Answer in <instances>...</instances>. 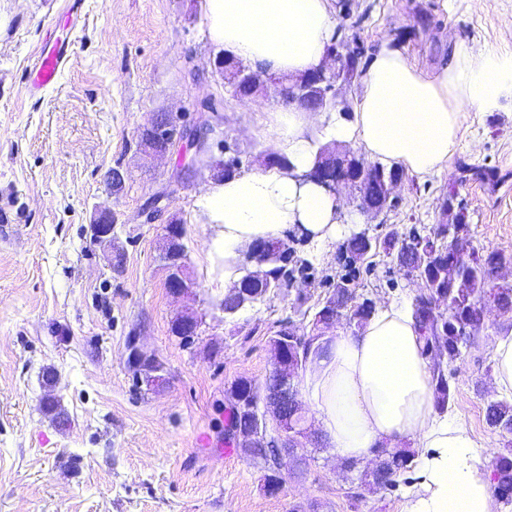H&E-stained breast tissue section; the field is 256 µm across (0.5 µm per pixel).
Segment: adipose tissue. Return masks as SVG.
Wrapping results in <instances>:
<instances>
[{
	"label": "adipose tissue",
	"mask_w": 512,
	"mask_h": 512,
	"mask_svg": "<svg viewBox=\"0 0 512 512\" xmlns=\"http://www.w3.org/2000/svg\"><path fill=\"white\" fill-rule=\"evenodd\" d=\"M204 10L213 43L280 74L321 65L336 32L331 0H204ZM505 97L512 98V51L461 43L430 75L385 47L365 73L351 118L293 105L272 112L268 132L290 169L240 174L199 199L203 223L218 227L212 247L224 256L225 285L236 283L241 251L254 240L291 230L321 244L339 237L338 198L300 179L313 164L316 126L331 140L357 142L386 165L425 177L455 154L462 114L494 109ZM422 345L411 303L380 305L356 332L329 337L301 377L303 399L340 457L359 463L383 445L423 448L422 481L404 512H492L490 475L473 456L475 440L435 409Z\"/></svg>",
	"instance_id": "adipose-tissue-1"
}]
</instances>
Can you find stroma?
Masks as SVG:
<instances>
[{
  "mask_svg": "<svg viewBox=\"0 0 512 512\" xmlns=\"http://www.w3.org/2000/svg\"><path fill=\"white\" fill-rule=\"evenodd\" d=\"M338 35L362 48V66L384 47L399 49L431 74L456 44L512 50V0H333ZM65 0H0V512H401L419 469L395 488L351 484L344 460L327 445L284 456L283 488L262 486L243 450L224 453V408L236 380L264 383L273 369L274 325L303 324L345 274L341 244L299 243L313 277L225 315L224 267L213 252L215 227L201 223L200 195L211 185L208 161L191 181L176 178L177 153L143 163L140 130L166 112L179 122L219 124L227 156L260 172L274 150L267 133L279 98L235 97L214 66L203 0H81L65 17ZM70 39L57 82L38 95L25 87L48 26ZM128 178L110 191L107 175ZM396 203L380 215L360 213L351 189L340 193L343 238L366 231L371 275L359 292L401 303L421 292L418 280L389 284V232L433 231L467 216L469 250L512 253V103L461 119L456 153L427 178L406 175ZM160 197L155 223L141 212ZM108 208L116 224L111 248L88 226ZM184 226L186 273L194 287L171 296L160 261L169 218ZM201 322L192 344L173 320ZM512 311L489 307L487 331L453 365L449 420L478 443L504 447L506 434L485 421L497 400L491 388L492 338ZM139 336L169 381L145 392L133 385L127 339ZM56 374L44 386V370ZM68 419L59 427L44 400Z\"/></svg>",
  "mask_w": 512,
  "mask_h": 512,
  "instance_id": "stroma-1",
  "label": "stroma"
}]
</instances>
